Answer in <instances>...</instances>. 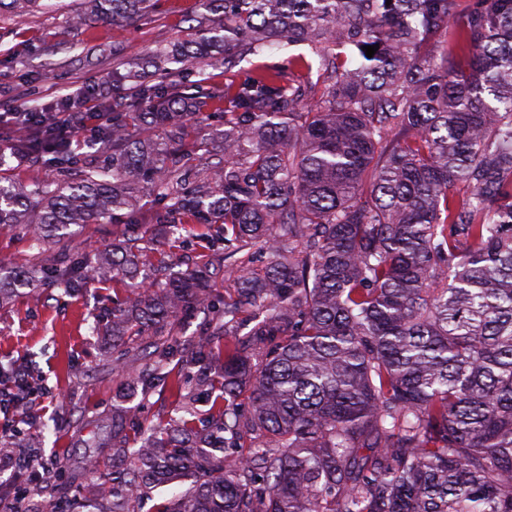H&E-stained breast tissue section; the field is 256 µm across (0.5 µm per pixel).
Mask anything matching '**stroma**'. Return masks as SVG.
I'll return each mask as SVG.
<instances>
[{
	"label": "stroma",
	"mask_w": 512,
	"mask_h": 512,
	"mask_svg": "<svg viewBox=\"0 0 512 512\" xmlns=\"http://www.w3.org/2000/svg\"><path fill=\"white\" fill-rule=\"evenodd\" d=\"M54 12L18 15L0 10V110L20 102L46 104L79 87L95 88L104 99L112 97V72L142 60L160 48L185 45L188 19L197 0H160L155 12L136 21H101L80 30L67 22L82 0H60ZM306 58L318 64L314 46L292 45L248 56L231 67L193 61L182 67L180 82L199 84L213 91L268 67L290 73V61ZM0 175L28 187L78 179V170L63 173L33 156L6 155ZM121 233L115 224L75 228L69 243L72 254L108 252ZM50 252L33 247L29 235L0 231V264L24 269L46 264ZM112 289L84 286L73 291L46 281L21 288L13 301L0 307V364L30 368L35 391L18 409V433L0 434V450L29 457L32 468L12 487L0 474V494L23 491L25 512H42L45 503H66L70 512L87 507L111 512L112 498L84 474L87 459L112 468L107 443L112 430V408L127 407L131 423L139 425L169 419L176 413V390L159 386L143 395L133 372L144 365L142 350L149 337L131 346L129 372L112 369V339L106 329L112 321ZM215 327L212 310L180 313L174 319L169 364L180 367L182 353L194 352Z\"/></svg>",
	"instance_id": "35a3bbf8"
}]
</instances>
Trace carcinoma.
Returning <instances> with one entry per match:
<instances>
[{"instance_id":"1","label":"carcinoma","mask_w":512,"mask_h":512,"mask_svg":"<svg viewBox=\"0 0 512 512\" xmlns=\"http://www.w3.org/2000/svg\"><path fill=\"white\" fill-rule=\"evenodd\" d=\"M156 2L83 0L69 23ZM481 2L459 24L457 0H199L194 51H158L155 72L308 42L333 79L316 111H299L306 90L282 73L250 76L224 88L212 144L193 130L210 97L115 70L103 164L31 190L0 179V230L39 249L72 225L126 226L111 256L53 269L67 290L127 288L114 348L215 306L213 275L237 284L187 360L199 370L182 415L132 448L112 410V512H139L158 486L174 489L158 512H512V0ZM447 35L463 62L438 52ZM340 45L379 49L352 67ZM23 125L16 151L53 141L55 165L76 163L50 121ZM148 198L167 241L196 224L224 248L138 280ZM170 354L155 343L144 393L168 382Z\"/></svg>"}]
</instances>
